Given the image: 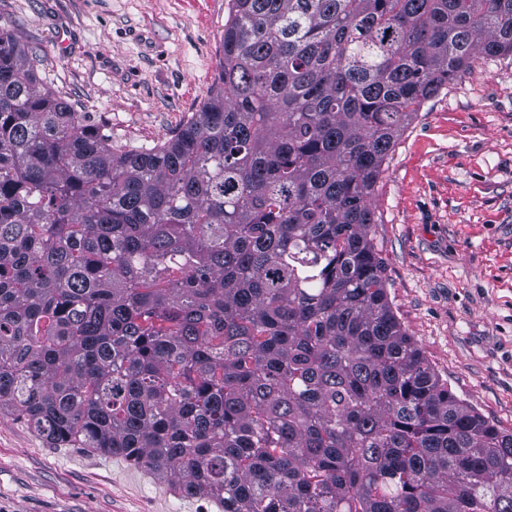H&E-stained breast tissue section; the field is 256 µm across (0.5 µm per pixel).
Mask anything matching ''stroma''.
<instances>
[{
    "label": "stroma",
    "instance_id": "35a3bbf8",
    "mask_svg": "<svg viewBox=\"0 0 512 512\" xmlns=\"http://www.w3.org/2000/svg\"><path fill=\"white\" fill-rule=\"evenodd\" d=\"M228 0H0V28L116 143L152 148L218 74ZM394 313L449 389L512 432V56H476L425 102L372 192ZM0 512H220L124 459L49 448L0 413Z\"/></svg>",
    "mask_w": 512,
    "mask_h": 512
}]
</instances>
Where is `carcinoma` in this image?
<instances>
[{"label": "carcinoma", "mask_w": 512, "mask_h": 512, "mask_svg": "<svg viewBox=\"0 0 512 512\" xmlns=\"http://www.w3.org/2000/svg\"><path fill=\"white\" fill-rule=\"evenodd\" d=\"M512 0H228L149 149L0 30V412L224 512H512V434L392 310L370 197Z\"/></svg>", "instance_id": "carcinoma-1"}]
</instances>
